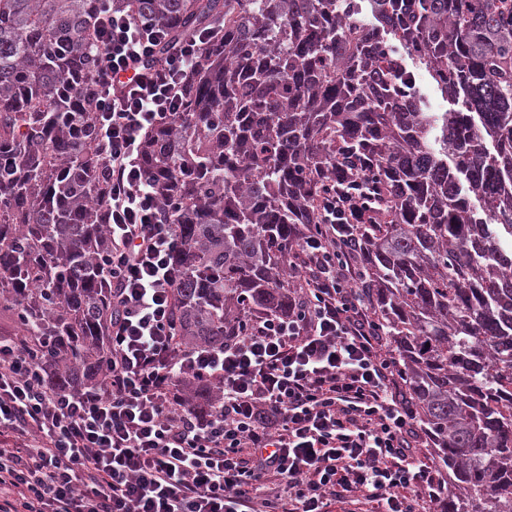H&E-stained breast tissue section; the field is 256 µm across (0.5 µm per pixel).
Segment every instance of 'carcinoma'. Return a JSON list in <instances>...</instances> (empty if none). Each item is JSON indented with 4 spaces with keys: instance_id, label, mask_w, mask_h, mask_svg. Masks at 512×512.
<instances>
[{
    "instance_id": "carcinoma-1",
    "label": "carcinoma",
    "mask_w": 512,
    "mask_h": 512,
    "mask_svg": "<svg viewBox=\"0 0 512 512\" xmlns=\"http://www.w3.org/2000/svg\"><path fill=\"white\" fill-rule=\"evenodd\" d=\"M171 40L215 27L141 164L176 213V333L224 341L288 311L323 190L387 198L357 287L448 482L447 512H512V0H112ZM100 0H0V300L61 389L106 364ZM426 72L450 108L399 75Z\"/></svg>"
}]
</instances>
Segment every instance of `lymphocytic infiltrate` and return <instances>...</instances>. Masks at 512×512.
I'll return each instance as SVG.
<instances>
[{
	"label": "lymphocytic infiltrate",
	"mask_w": 512,
	"mask_h": 512,
	"mask_svg": "<svg viewBox=\"0 0 512 512\" xmlns=\"http://www.w3.org/2000/svg\"><path fill=\"white\" fill-rule=\"evenodd\" d=\"M164 30L102 11L95 125L106 200L112 362L96 387H52L21 337L0 335V512H420L447 492L420 452L372 303L357 288L377 190L342 180L288 262L287 315L223 344L180 346L172 321L181 245L138 163L141 138L183 110L181 87L213 29L153 58ZM213 390L191 402L186 384Z\"/></svg>",
	"instance_id": "lymphocytic-infiltrate-1"
}]
</instances>
